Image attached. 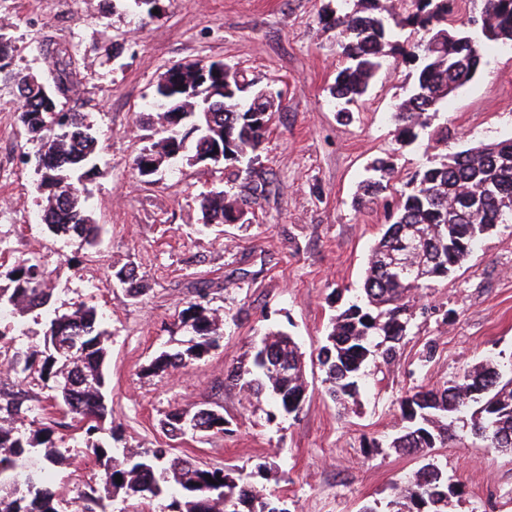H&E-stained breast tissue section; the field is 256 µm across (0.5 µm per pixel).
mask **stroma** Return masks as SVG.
I'll list each match as a JSON object with an SVG mask.
<instances>
[{
	"instance_id": "stroma-1",
	"label": "stroma",
	"mask_w": 512,
	"mask_h": 512,
	"mask_svg": "<svg viewBox=\"0 0 512 512\" xmlns=\"http://www.w3.org/2000/svg\"><path fill=\"white\" fill-rule=\"evenodd\" d=\"M336 0H161L151 19L130 0H0V36L14 72L49 76L44 43L73 52L78 81L63 101L98 133L99 157L86 182L91 213L103 227L96 251L30 223L41 210L33 164L39 148L17 120L18 102L0 85V239L6 262L45 256L53 308L96 306L106 317L107 381L113 447L152 448L200 465L252 472L264 495L289 512H386L390 488L422 464L396 453L400 403L413 388L456 380L491 358L512 361V223L418 302L394 362L371 369L355 404L341 410L326 393L317 360L330 317L362 285L367 256L394 203L393 192L357 207L353 197L369 163L391 156L395 186L429 159L512 138V50L489 45L480 74L437 117L453 136L438 146L397 147L392 114L414 79L400 56L385 59L352 120L338 118L329 94L338 61L336 32L321 17ZM195 60L237 64L247 78L282 93L256 166L267 180L254 215L234 224L201 225V194L224 188L221 169L184 161L157 184L132 169L145 104L170 67ZM137 265L146 288L134 298L113 276ZM202 301L222 319L218 345L186 367L154 372L164 351L182 349L181 313ZM44 310L0 323L13 349H44ZM290 333L305 354L308 390L298 414L270 418L269 402H249L226 380L253 342L271 330ZM36 379L0 374V406L24 400L25 430L53 427L66 456L52 485L61 512H76L73 488H101L102 473L81 434L52 407ZM220 411L229 430L168 439L159 422L173 409ZM458 489L448 512H512V453L486 447L456 422L447 447L434 449Z\"/></svg>"
}]
</instances>
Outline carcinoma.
Instances as JSON below:
<instances>
[{"instance_id": "cac0c4a2", "label": "carcinoma", "mask_w": 512, "mask_h": 512, "mask_svg": "<svg viewBox=\"0 0 512 512\" xmlns=\"http://www.w3.org/2000/svg\"><path fill=\"white\" fill-rule=\"evenodd\" d=\"M362 10L327 14L324 21L336 28L342 65L330 94L339 112L366 95L382 60L399 54L412 66L417 81L394 113L396 142L412 144L426 136L448 141V127L431 129L432 119L448 97L477 73L484 50L491 43L512 44V0H479V27L455 25L456 0H408L402 14L380 0H367ZM407 27L426 38L406 47L398 40ZM55 58L53 83L33 75L19 78L10 69L8 43L0 36V80L14 82L21 126L39 142L35 191L44 196L41 221L53 236L76 240L94 248L102 233L92 218L85 181L95 170L97 137L80 112L64 111L60 97L73 84L74 61L66 49H49ZM188 62L168 69L157 82L148 109L156 113L158 138L142 147L133 169L175 159L192 162L208 156L224 143L222 166L228 181L249 180L265 140L275 97L269 87H258L237 67L224 63V75L207 73L197 78ZM370 176L358 185L360 199L385 191L392 174L390 163L377 158ZM204 226L241 219L238 200L213 190L199 202ZM512 223V140L480 144L430 161L405 184L393 221L370 250L361 294L331 318L330 330L317 359L325 369L329 394L343 405L360 393L369 364H389L408 335L411 308L424 290L465 262L478 240L500 224ZM11 286L0 287V308L40 309L50 306L44 256L33 253L15 261L0 277ZM131 296L145 288L138 266L130 263L114 272ZM219 316L200 303L190 304L181 324L190 334L183 350L163 352L152 362L158 373L183 368L219 342ZM95 306L80 304L67 313L54 312L45 351L37 360L15 354L10 365L19 376L35 375L51 383L53 406L72 420L94 448V460L104 474L105 495L95 497L81 489L75 499L82 512H108L104 501L123 493L128 497L171 498L169 512H283L251 485L250 475L233 467L204 468L167 448L135 456H115L106 441L105 422L111 414L107 401L105 365L111 331L103 326ZM288 364L280 377L275 363ZM226 379L255 396L274 399L278 411L298 413L307 385L300 347L284 332H269L254 344L251 362L234 366ZM404 425L390 447L416 455L425 463L395 485L388 512H448L453 485L432 458V450L448 442L452 423L470 415L472 430L487 447L512 451V367L489 362L435 388H420L401 401ZM0 416V512H60L56 495L46 480L48 465L60 464L64 454L54 445V429L26 433L16 422L29 408L14 401ZM161 428L171 440L189 433H224L228 428L201 407L194 413L168 412ZM121 476L117 482L115 476ZM216 480L212 484L208 479Z\"/></svg>"}]
</instances>
